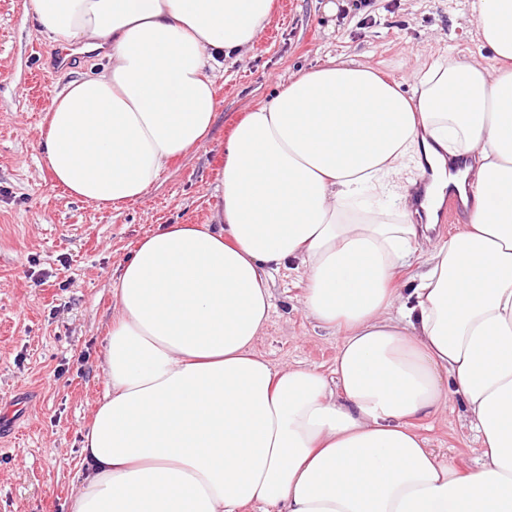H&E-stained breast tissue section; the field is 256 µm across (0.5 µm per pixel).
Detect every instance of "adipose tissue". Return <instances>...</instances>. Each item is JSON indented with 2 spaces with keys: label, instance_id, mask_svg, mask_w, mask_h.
I'll return each instance as SVG.
<instances>
[{
  "label": "adipose tissue",
  "instance_id": "1",
  "mask_svg": "<svg viewBox=\"0 0 512 512\" xmlns=\"http://www.w3.org/2000/svg\"><path fill=\"white\" fill-rule=\"evenodd\" d=\"M27 8L105 60L55 97L42 137L55 180L109 208L207 139L216 70L273 0ZM469 22L495 66L442 54L408 92L351 60L294 76L233 129L213 223L138 243L113 284L71 512H512V0H472ZM425 174L427 215L450 186L466 206L431 243L407 197ZM286 266L303 313L342 337L332 373L257 350ZM455 398L479 444L464 471L415 429Z\"/></svg>",
  "mask_w": 512,
  "mask_h": 512
}]
</instances>
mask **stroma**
Masks as SVG:
<instances>
[{
  "label": "stroma",
  "instance_id": "obj_1",
  "mask_svg": "<svg viewBox=\"0 0 512 512\" xmlns=\"http://www.w3.org/2000/svg\"><path fill=\"white\" fill-rule=\"evenodd\" d=\"M274 0L271 22L224 61L208 138L174 160L139 199L99 208L52 178L40 126L73 79L97 75L95 56L60 69L59 47L27 14L0 0V512H69L81 479L82 432L106 390L105 336L118 270L164 224L211 223L233 127L296 74L353 60L411 89L419 62L474 51L469 0ZM304 283L273 274V308L258 350L274 365L329 371L339 336L306 318ZM439 459L476 466L462 403L418 420Z\"/></svg>",
  "mask_w": 512,
  "mask_h": 512
}]
</instances>
